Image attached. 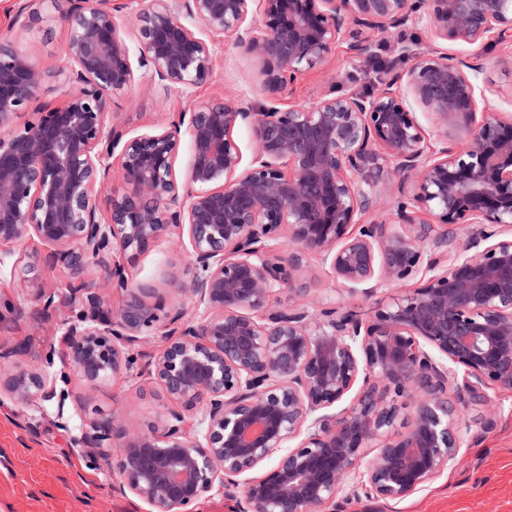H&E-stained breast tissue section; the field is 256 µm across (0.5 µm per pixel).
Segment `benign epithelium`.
I'll use <instances>...</instances> for the list:
<instances>
[{
    "instance_id": "1",
    "label": "benign epithelium",
    "mask_w": 512,
    "mask_h": 512,
    "mask_svg": "<svg viewBox=\"0 0 512 512\" xmlns=\"http://www.w3.org/2000/svg\"><path fill=\"white\" fill-rule=\"evenodd\" d=\"M140 2L124 7L137 23L141 79L182 92L210 81L221 50L187 17L235 35L262 62L272 95L341 40L366 56L364 29L386 35L426 16L466 42H512V0ZM68 3L49 17L69 32L68 61L57 71L66 100L35 110L21 128L15 117L37 100L49 72L0 37V243L35 236L79 275L93 259L115 250L131 260L180 228L200 308L172 318L179 326L152 362L181 409L162 429L118 446L111 428L99 434L98 447L112 449L120 494L152 512H197L218 486L237 491L235 512H342L349 497L339 495L359 470L365 496L380 501L408 496L455 465L465 412L489 406L487 388L512 391V239L481 230L461 242L456 232L459 224L512 227V116L478 111L474 65L417 52L405 74L368 93L287 111L217 100L179 113L161 132L129 137L109 121L112 93L135 81L110 0ZM42 5L22 0L19 12L39 23ZM253 13L261 26L245 25ZM402 82L407 96L394 89ZM414 102L467 140L428 150ZM240 124L256 145L245 167L234 139ZM184 129L192 157L180 182L174 163ZM115 157L123 186L110 183ZM389 170L435 222L418 224L402 209L407 232L366 224L350 235L377 206ZM309 252L349 289L398 286L422 265L433 275L367 322L335 307L317 316L297 283ZM279 291L292 304L269 306ZM163 310L133 294L100 325L73 327L67 350L76 374L95 383L122 373L129 348ZM356 385L350 407L336 411ZM3 388L30 402L44 380L20 368ZM399 422L406 431L394 438ZM270 459L262 475L245 477Z\"/></svg>"
}]
</instances>
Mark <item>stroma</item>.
<instances>
[{
    "label": "stroma",
    "instance_id": "stroma-1",
    "mask_svg": "<svg viewBox=\"0 0 512 512\" xmlns=\"http://www.w3.org/2000/svg\"><path fill=\"white\" fill-rule=\"evenodd\" d=\"M0 35L49 71L40 105L59 104L64 80L56 70L66 61L67 31L56 26L44 34L40 25L18 14L15 0H0ZM222 42L208 83L186 95L135 82L113 94L111 121L138 136L159 132L179 113L214 99L242 101L255 110L310 107L349 87L373 86L388 70H408L413 60L401 56L404 45L468 59L477 67L479 109L512 115V43L484 39L470 44L447 37L426 19L399 29L389 40L371 37L365 60L353 54L348 41L338 42L326 60L303 68L276 96L265 89L261 61L238 49L233 36ZM378 191L382 207L362 214L361 224H392L398 207H412L410 190L399 189L394 177H386ZM187 244V238L170 232L124 266L130 284L145 287V302H163L168 313L189 318L197 307L189 289ZM47 253L34 237L0 244V379L25 367L41 372L46 383L44 396L31 402L0 392V512H150L145 501L118 492L120 476L112 469L110 451L93 445L92 438L109 421L128 436L168 422L178 404L148 373L165 337L160 332L146 336L131 368L117 377L96 384L80 379L65 355L70 327L91 324L94 314L122 306L129 294L104 285L112 256L92 261L76 277L49 261ZM299 277L316 308L334 304L365 320L395 293L385 284L370 290L340 288L329 262L317 253L304 255ZM88 282L104 286L95 313L85 303ZM488 396L490 407H475L466 418L458 465L401 499L352 498L346 512H512V393L492 389Z\"/></svg>",
    "mask_w": 512,
    "mask_h": 512
}]
</instances>
